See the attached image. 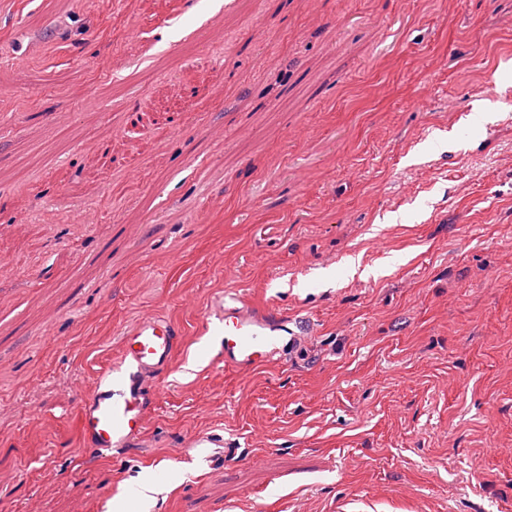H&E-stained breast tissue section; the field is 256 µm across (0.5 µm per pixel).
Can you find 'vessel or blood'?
<instances>
[{"instance_id": "vessel-or-blood-1", "label": "vessel or blood", "mask_w": 512, "mask_h": 512, "mask_svg": "<svg viewBox=\"0 0 512 512\" xmlns=\"http://www.w3.org/2000/svg\"><path fill=\"white\" fill-rule=\"evenodd\" d=\"M217 323L225 364L249 370L298 350L310 334L306 324L287 316L259 312L246 296L234 295L209 311ZM181 331L171 320L142 315L121 336L122 356L108 367L102 382L81 400L77 427L85 447L98 452L141 447L149 428L153 388L175 364ZM188 447L208 450V462L226 463L237 453L232 440L220 434L192 436Z\"/></svg>"}]
</instances>
